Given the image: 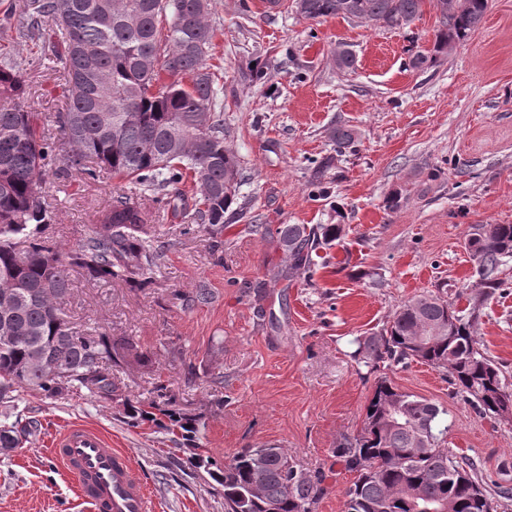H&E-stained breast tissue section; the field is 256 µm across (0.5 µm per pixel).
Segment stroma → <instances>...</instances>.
Here are the masks:
<instances>
[{
	"mask_svg": "<svg viewBox=\"0 0 512 512\" xmlns=\"http://www.w3.org/2000/svg\"><path fill=\"white\" fill-rule=\"evenodd\" d=\"M37 0H0V58L16 56L39 124L56 135L67 108L64 75L47 50L16 51ZM207 64L224 113L226 143L240 161L241 207L224 216V245L206 230L184 232L199 201L191 177L159 195L101 169L49 176L43 196L50 240L87 237L115 193L149 213L166 249L152 284L132 288L72 275L65 318L81 329L127 337L132 353L112 370L131 400L166 386L177 412L203 415L202 455L229 462L240 448L273 445L323 471L317 512H343L352 477L332 450L356 434L374 383L444 407L446 446L477 460L489 485L512 489V423L479 416L430 366L355 362L353 341L380 333L411 297L431 293L466 307L473 263L464 248L479 224H512V0H488L480 24L436 63L429 54L440 15L426 0L411 24L390 28L337 17L308 20L292 0H214ZM355 66L339 71L341 47ZM264 67L255 78L253 63ZM350 129L337 149L333 133ZM343 222L341 245L321 251L308 279H289L277 238L251 224ZM508 287L485 302L476 334L512 385V260ZM208 288V303L189 297ZM36 420L21 448L0 450V512H88L53 458L51 439L71 422L106 432L138 465L152 512H224V488L192 466L151 421L128 423L121 405L89 394H20L0 421Z\"/></svg>",
	"mask_w": 512,
	"mask_h": 512,
	"instance_id": "obj_1",
	"label": "stroma"
}]
</instances>
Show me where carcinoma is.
Returning a JSON list of instances; mask_svg holds the SVG:
<instances>
[{"mask_svg":"<svg viewBox=\"0 0 512 512\" xmlns=\"http://www.w3.org/2000/svg\"><path fill=\"white\" fill-rule=\"evenodd\" d=\"M425 0H294L306 19L341 17L411 23ZM212 0H42L22 35L51 46L49 60L65 76L66 112L59 137L39 131L27 104V83L9 60L0 63V404L26 392L62 397L86 391L118 399L112 364L130 348L97 329L64 319L72 273L132 288L150 283L160 251L152 226L131 199H111L101 224L75 247L44 236L50 215L41 197L56 161L86 180L96 166L162 193L193 175L200 200L197 224L219 235L241 184L239 162L224 144L206 57L214 30ZM487 0L441 17L433 56L464 40L482 20ZM276 234L288 252V276L312 272L314 256L338 245L343 224H282ZM465 247L481 292L459 309L421 294L394 313L376 336L356 340L353 357L366 366L417 361L443 371L456 393L481 416L512 412V389L500 365L482 351L475 324L484 300L506 284L512 224H481ZM61 373H56V370ZM360 431L333 449L354 474L344 512H497L509 491L490 492L467 457L443 445L447 411L378 379ZM37 422L0 425V448H18ZM224 487V512H316L325 477L298 465L281 448H243L220 467L194 458Z\"/></svg>","mask_w":512,"mask_h":512,"instance_id":"carcinoma-1","label":"carcinoma"}]
</instances>
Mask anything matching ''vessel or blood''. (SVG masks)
Here are the masks:
<instances>
[{
  "instance_id": "vessel-or-blood-1",
  "label": "vessel or blood",
  "mask_w": 512,
  "mask_h": 512,
  "mask_svg": "<svg viewBox=\"0 0 512 512\" xmlns=\"http://www.w3.org/2000/svg\"><path fill=\"white\" fill-rule=\"evenodd\" d=\"M53 453L94 512H150L139 470L101 432L71 425L55 437Z\"/></svg>"
}]
</instances>
